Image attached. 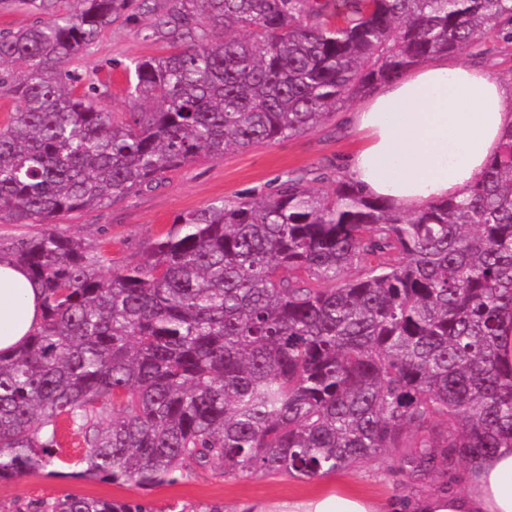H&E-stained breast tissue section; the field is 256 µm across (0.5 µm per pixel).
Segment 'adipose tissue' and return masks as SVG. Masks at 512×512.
<instances>
[{
	"instance_id": "obj_1",
	"label": "adipose tissue",
	"mask_w": 512,
	"mask_h": 512,
	"mask_svg": "<svg viewBox=\"0 0 512 512\" xmlns=\"http://www.w3.org/2000/svg\"><path fill=\"white\" fill-rule=\"evenodd\" d=\"M363 137L351 156V179L370 196L408 212L463 197L498 153L512 126V91L492 73L438 56L381 84L350 114ZM43 306L23 265L0 258V354L23 347ZM237 512H512V448L470 467L463 491L438 490L404 503L383 502L344 484Z\"/></svg>"
}]
</instances>
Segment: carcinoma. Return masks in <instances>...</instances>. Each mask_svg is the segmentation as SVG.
Listing matches in <instances>:
<instances>
[{"label":"carcinoma","mask_w":512,"mask_h":512,"mask_svg":"<svg viewBox=\"0 0 512 512\" xmlns=\"http://www.w3.org/2000/svg\"><path fill=\"white\" fill-rule=\"evenodd\" d=\"M43 19L0 31V222L45 224L8 255L43 295L0 355V482L60 460L148 489L198 470L313 477L392 448L407 479L512 447V128L463 198L409 215L336 180L177 216L108 272L56 217L157 184L200 158L315 130L338 106L512 23V0H179L134 59L129 118L67 69L133 0H0ZM357 274H350L351 270ZM34 512H152L67 493ZM60 441L63 448V462L59 463L54 469L62 473H71L81 470V466H76L84 452V443L82 437L76 432L62 426L60 431Z\"/></svg>","instance_id":"cac0c4a2"}]
</instances>
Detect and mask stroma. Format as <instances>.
<instances>
[{"label": "stroma", "instance_id": "obj_1", "mask_svg": "<svg viewBox=\"0 0 512 512\" xmlns=\"http://www.w3.org/2000/svg\"><path fill=\"white\" fill-rule=\"evenodd\" d=\"M176 0H143L136 23H115L98 40L93 52L72 61L70 70L82 79L111 78L112 94L106 107L116 117L129 112L125 67L135 58L171 52L162 38L145 39L140 29L150 27L157 14L166 12ZM347 109H340L314 131L248 150L229 151L218 160L202 159L171 172L158 187L134 192L112 205L91 208L59 217L56 231L74 235L103 247L119 267L139 258L144 248L165 232L180 214L202 208L217 199L236 200L269 192L289 174H303L313 188L329 192L339 178H347V159L360 145L358 133L347 123ZM63 461L57 474L36 472L8 483H0V507L6 512L27 503L65 493L125 501H144L154 512H169L171 506L207 512L220 505L235 512L246 501H274L300 496L343 482L352 490L379 500L415 499L452 485L463 489L466 467L447 476L436 475L421 482L401 475L393 457L368 462L311 478L257 473L247 476L216 475L199 471L173 484L150 489L132 483L112 484L75 477L76 464L84 452L82 437L61 429Z\"/></svg>", "mask_w": 512, "mask_h": 512}]
</instances>
